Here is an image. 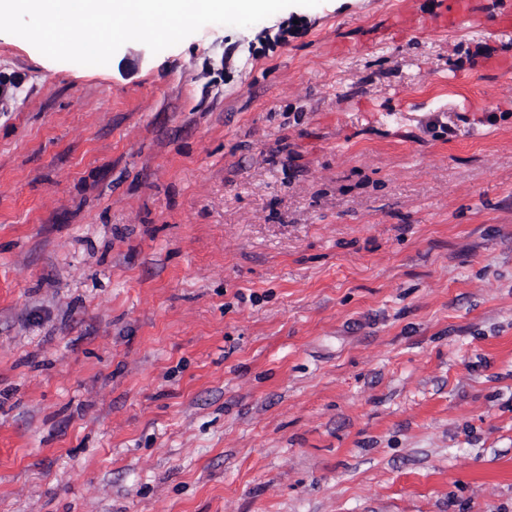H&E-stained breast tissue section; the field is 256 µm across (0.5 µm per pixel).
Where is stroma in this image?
Instances as JSON below:
<instances>
[{
    "mask_svg": "<svg viewBox=\"0 0 512 512\" xmlns=\"http://www.w3.org/2000/svg\"><path fill=\"white\" fill-rule=\"evenodd\" d=\"M498 2L0 32V512H512ZM472 6V0H450L444 10L423 25V29L432 34L455 30L469 20Z\"/></svg>",
    "mask_w": 512,
    "mask_h": 512,
    "instance_id": "obj_1",
    "label": "stroma"
}]
</instances>
